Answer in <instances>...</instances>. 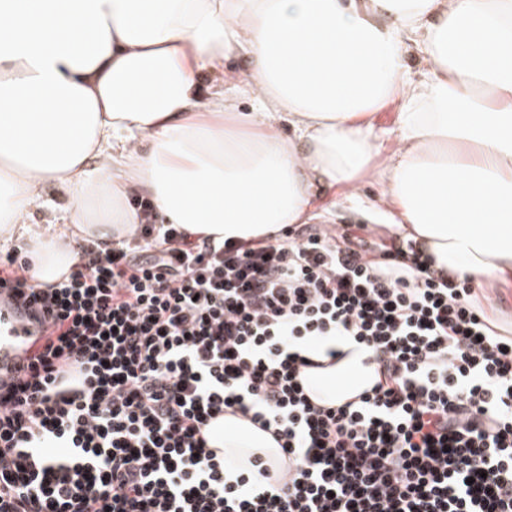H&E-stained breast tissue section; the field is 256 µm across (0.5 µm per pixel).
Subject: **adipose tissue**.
I'll use <instances>...</instances> for the list:
<instances>
[{"instance_id":"1","label":"adipose tissue","mask_w":512,"mask_h":512,"mask_svg":"<svg viewBox=\"0 0 512 512\" xmlns=\"http://www.w3.org/2000/svg\"><path fill=\"white\" fill-rule=\"evenodd\" d=\"M393 103L389 149L374 119ZM364 182L447 279L512 284V0H0V241L23 242L39 282L78 262L75 243L130 239L134 195L164 223L249 241L319 219L317 186ZM49 185L58 217L24 224ZM331 348L345 358L306 378L336 406L375 366L340 336L309 357ZM211 438L278 454L244 419Z\"/></svg>"}]
</instances>
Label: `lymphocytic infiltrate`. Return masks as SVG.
<instances>
[{
    "label": "lymphocytic infiltrate",
    "mask_w": 512,
    "mask_h": 512,
    "mask_svg": "<svg viewBox=\"0 0 512 512\" xmlns=\"http://www.w3.org/2000/svg\"><path fill=\"white\" fill-rule=\"evenodd\" d=\"M339 231L191 237L147 215L34 283L0 289L49 327L0 384V512H512V336L417 251ZM349 336L378 379L315 403L305 342ZM272 436L280 466L208 446L212 420Z\"/></svg>",
    "instance_id": "lymphocytic-infiltrate-1"
}]
</instances>
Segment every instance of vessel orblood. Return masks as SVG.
Returning a JSON list of instances; mask_svg holds the SVG:
<instances>
[{
  "mask_svg": "<svg viewBox=\"0 0 512 512\" xmlns=\"http://www.w3.org/2000/svg\"><path fill=\"white\" fill-rule=\"evenodd\" d=\"M42 330L25 313L0 306V380L10 381L24 372L29 352Z\"/></svg>",
  "mask_w": 512,
  "mask_h": 512,
  "instance_id": "1",
  "label": "vessel or blood"
}]
</instances>
